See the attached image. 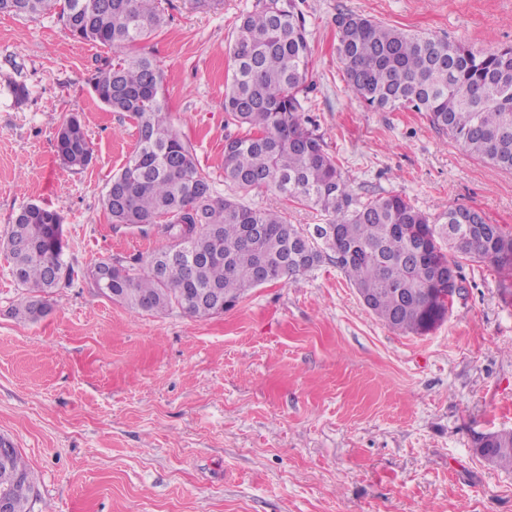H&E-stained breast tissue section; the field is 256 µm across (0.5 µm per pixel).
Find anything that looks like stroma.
<instances>
[{
	"mask_svg": "<svg viewBox=\"0 0 512 512\" xmlns=\"http://www.w3.org/2000/svg\"><path fill=\"white\" fill-rule=\"evenodd\" d=\"M254 0H160L165 24L140 43L165 77L175 128L219 195L229 46ZM312 48L306 114L353 196L396 193L431 217L464 204L512 231V173L470 154L425 113L367 108L336 56V15L352 12L477 48L512 44V0H298ZM110 49L74 39L53 16L0 15V238L22 207L63 217L69 280L49 313L24 298L0 250V435L38 477L32 512H512V470L475 451L512 431V282L462 260L447 318L423 335L382 323L344 273L252 289L196 319L136 314L91 288L117 258L147 261L164 241L112 223L104 197L136 141L89 79ZM25 84L15 106L7 87ZM80 114L92 164L64 169L56 132ZM243 202L320 215L274 192Z\"/></svg>",
	"mask_w": 512,
	"mask_h": 512,
	"instance_id": "1",
	"label": "stroma"
}]
</instances>
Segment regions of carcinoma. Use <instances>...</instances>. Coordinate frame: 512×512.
<instances>
[{
	"label": "carcinoma",
	"mask_w": 512,
	"mask_h": 512,
	"mask_svg": "<svg viewBox=\"0 0 512 512\" xmlns=\"http://www.w3.org/2000/svg\"><path fill=\"white\" fill-rule=\"evenodd\" d=\"M29 21L55 15L80 41L122 53L90 78L96 98L134 121L137 140L112 175L104 206L115 224L150 227L166 244L148 260V271L116 261L105 297L136 314L173 309L199 319L216 315L218 291L234 307L261 285L259 271L275 281L316 269L325 254L358 291L374 301L373 313L391 329L423 335L434 316L447 252L487 260L512 279V233L486 223L466 228L460 216L475 208H448L438 223L399 194L360 201L308 126L304 103L312 54L305 17L296 0H255L240 18L229 48L232 75L224 111L247 129L224 139V181L241 191L266 189L326 217L314 229L288 223L275 208H253L220 196L202 172L194 146L174 127L164 100V75L139 42L156 34L164 19L158 0H0V14ZM336 54L352 95L375 109L424 112L430 123L463 143L483 162L512 171V46L475 50L461 42L409 33L368 16L336 17ZM56 136V153L70 171L93 158L83 122ZM187 238L200 260L173 255ZM448 241L443 249L439 239ZM12 276L26 296L15 309L36 320L61 275L62 217L36 203L9 225L3 242ZM478 454L512 470V431L482 437ZM22 512H31L36 478L20 450L0 456V478Z\"/></svg>",
	"instance_id": "cac0c4a2"
}]
</instances>
